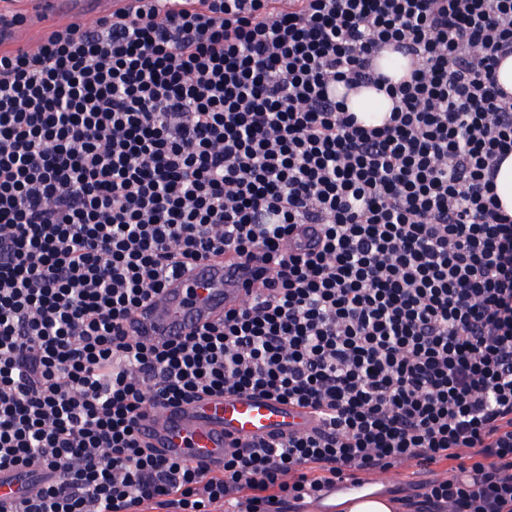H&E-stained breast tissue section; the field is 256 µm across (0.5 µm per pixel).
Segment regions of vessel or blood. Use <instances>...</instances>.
Instances as JSON below:
<instances>
[{"label": "vessel or blood", "mask_w": 512, "mask_h": 512, "mask_svg": "<svg viewBox=\"0 0 512 512\" xmlns=\"http://www.w3.org/2000/svg\"><path fill=\"white\" fill-rule=\"evenodd\" d=\"M137 5L138 0H45L43 9L52 17L71 19L132 11ZM254 286L253 266L231 253L212 257L193 264L184 276L170 279L131 316L127 328L154 344L176 342L240 306ZM317 424L306 409L252 393L227 394L149 411L138 436L164 455L202 460L219 470L234 444L284 437Z\"/></svg>", "instance_id": "vessel-or-blood-1"}]
</instances>
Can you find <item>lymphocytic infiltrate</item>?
<instances>
[{"mask_svg": "<svg viewBox=\"0 0 512 512\" xmlns=\"http://www.w3.org/2000/svg\"><path fill=\"white\" fill-rule=\"evenodd\" d=\"M510 55L512 0H140L0 47V474H40L0 512H282L401 465L443 466L426 512H512ZM226 253L250 301L127 331ZM243 392L322 426L218 473L139 441L149 408ZM392 60H399V64L393 66L391 64ZM377 66L386 74L390 75L394 81H398L402 78L408 71L410 61L408 58H404L401 54L387 49L383 51L379 58L376 61ZM346 104L349 111L356 113L365 126L380 125L392 107V102L386 94L373 88L350 91ZM496 192L500 202L512 215V154L499 167L496 175Z\"/></svg>", "mask_w": 512, "mask_h": 512, "instance_id": "obj_1", "label": "lymphocytic infiltrate"}]
</instances>
